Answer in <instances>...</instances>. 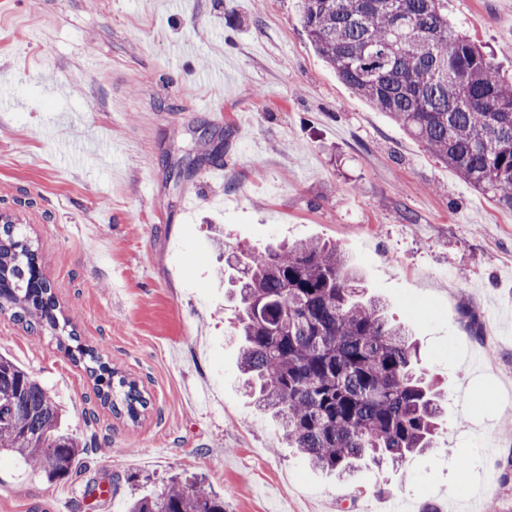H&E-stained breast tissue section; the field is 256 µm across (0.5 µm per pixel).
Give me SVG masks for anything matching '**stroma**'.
<instances>
[{
  "label": "stroma",
  "instance_id": "obj_1",
  "mask_svg": "<svg viewBox=\"0 0 512 512\" xmlns=\"http://www.w3.org/2000/svg\"><path fill=\"white\" fill-rule=\"evenodd\" d=\"M295 0H0V211L80 344L138 381V423L84 364L0 314V354L90 450L67 484L0 461V512H126L171 474L226 512H512V211L344 84ZM512 73V0H448ZM220 168L219 178L209 171ZM336 244L445 388L400 470L311 469L245 391L224 255Z\"/></svg>",
  "mask_w": 512,
  "mask_h": 512
}]
</instances>
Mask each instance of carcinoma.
Wrapping results in <instances>:
<instances>
[{"mask_svg":"<svg viewBox=\"0 0 512 512\" xmlns=\"http://www.w3.org/2000/svg\"><path fill=\"white\" fill-rule=\"evenodd\" d=\"M316 52L377 111L420 141L476 190L512 211V79L448 25V0H297ZM37 249L18 224L0 226V312L37 325L74 361H85L101 403L135 422L147 400L80 344L58 317ZM238 291L240 368L291 448L345 478L360 467L403 466L430 447L438 395L415 372L416 349L336 246L268 244L225 257ZM87 445L64 429L49 390L0 356V457L57 482L81 466ZM127 512H225L203 483L170 479L134 497Z\"/></svg>","mask_w":512,"mask_h":512,"instance_id":"carcinoma-1","label":"carcinoma"}]
</instances>
